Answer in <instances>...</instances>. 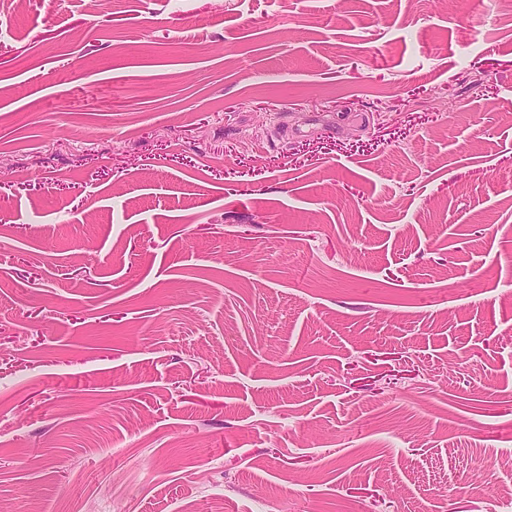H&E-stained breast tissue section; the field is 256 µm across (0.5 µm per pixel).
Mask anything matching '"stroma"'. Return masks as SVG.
Returning <instances> with one entry per match:
<instances>
[{
	"label": "stroma",
	"instance_id": "1",
	"mask_svg": "<svg viewBox=\"0 0 512 512\" xmlns=\"http://www.w3.org/2000/svg\"><path fill=\"white\" fill-rule=\"evenodd\" d=\"M509 484L512 0H0V504Z\"/></svg>",
	"mask_w": 512,
	"mask_h": 512
}]
</instances>
